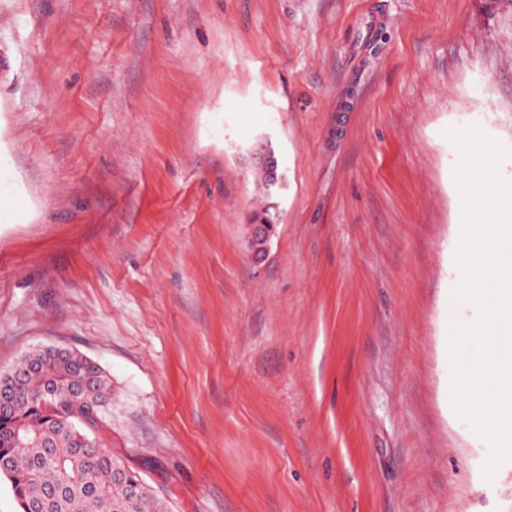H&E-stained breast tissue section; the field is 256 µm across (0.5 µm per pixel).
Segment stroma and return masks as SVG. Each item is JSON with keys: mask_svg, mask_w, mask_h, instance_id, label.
Returning a JSON list of instances; mask_svg holds the SVG:
<instances>
[{"mask_svg": "<svg viewBox=\"0 0 512 512\" xmlns=\"http://www.w3.org/2000/svg\"><path fill=\"white\" fill-rule=\"evenodd\" d=\"M473 123L512 145V0H0V371L95 362L170 512H512L452 406ZM253 159L257 168L266 169L269 172L266 188L277 185L280 187L283 174L279 171L278 161L271 147L267 144L266 148L254 153ZM275 207L269 203L260 211L255 212L253 216L254 221H259L262 224H247V240L251 251L252 257L256 261H261L268 253L269 247L275 229L270 224L275 226V214L272 210Z\"/></svg>", "mask_w": 512, "mask_h": 512, "instance_id": "35a3bbf8", "label": "stroma"}]
</instances>
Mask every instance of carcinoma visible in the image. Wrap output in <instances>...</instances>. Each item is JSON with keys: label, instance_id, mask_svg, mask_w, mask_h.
<instances>
[{"label": "carcinoma", "instance_id": "cac0c4a2", "mask_svg": "<svg viewBox=\"0 0 512 512\" xmlns=\"http://www.w3.org/2000/svg\"><path fill=\"white\" fill-rule=\"evenodd\" d=\"M80 390L81 406H102L111 389L97 365L70 352L35 350L0 374V392L20 399L0 415V476L21 512H168L109 449L87 447L48 405L47 390Z\"/></svg>", "mask_w": 512, "mask_h": 512}]
</instances>
